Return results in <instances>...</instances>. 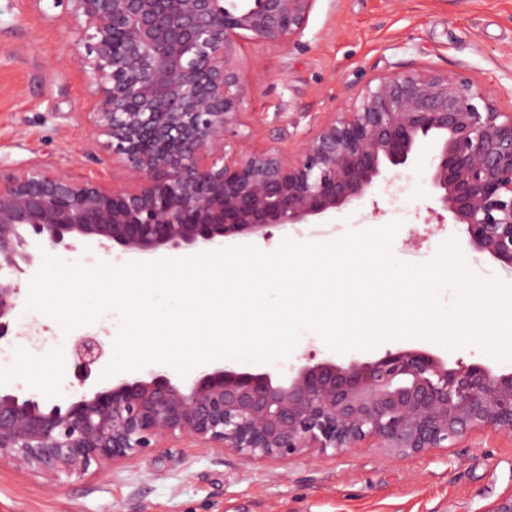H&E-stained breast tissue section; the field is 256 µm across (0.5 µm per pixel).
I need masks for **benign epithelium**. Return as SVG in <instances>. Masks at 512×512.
<instances>
[{"mask_svg": "<svg viewBox=\"0 0 512 512\" xmlns=\"http://www.w3.org/2000/svg\"><path fill=\"white\" fill-rule=\"evenodd\" d=\"M71 5L96 85L92 131L112 156L108 187L30 160L0 169V341L20 275L46 253L91 243L136 257L199 254L225 239L270 236L356 205L385 168L433 148L430 187L469 245L512 270V111L463 74L431 69L376 78L289 154L226 136L242 124L247 35L283 44L316 0H52ZM80 391L49 401L0 390V461L52 479L114 470L187 437L267 465L369 443L397 457L446 448L476 430L512 439V371L420 349L375 360L299 357L282 374L218 363L181 377L164 368L88 382L106 356L78 338Z\"/></svg>", "mask_w": 512, "mask_h": 512, "instance_id": "7a95c632", "label": "benign epithelium"}]
</instances>
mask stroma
<instances>
[{"mask_svg": "<svg viewBox=\"0 0 512 512\" xmlns=\"http://www.w3.org/2000/svg\"><path fill=\"white\" fill-rule=\"evenodd\" d=\"M83 45L66 6L45 0H0V167L16 169L52 157L62 169L108 183L112 160L87 122L95 105L87 75L70 58ZM235 56L248 83L247 114L238 136L254 147L295 151L326 113L354 102L372 79L429 68L461 73L512 110V0H316L301 37L283 46L242 39ZM432 157L423 146L408 166L384 170L365 198L319 224L277 227L270 238L245 237L260 250L287 239L328 241L351 230L399 222L392 242L405 263L429 262L449 238L461 242L470 269L501 275L498 263L466 244L464 225L441 222L428 183ZM402 188L391 196L390 184ZM13 331L42 335L28 351L10 340L0 387L53 398L77 383L74 336L112 338V313L63 334L53 318L29 314ZM424 349L456 361L494 366L470 345L454 350L420 338L388 341L342 360H374L389 350ZM512 494V441L474 432L448 448L405 458L378 448L309 455L284 464L250 465L182 439L113 471L48 480L0 464V512H485Z\"/></svg>", "mask_w": 512, "mask_h": 512, "instance_id": "1", "label": "stroma"}]
</instances>
